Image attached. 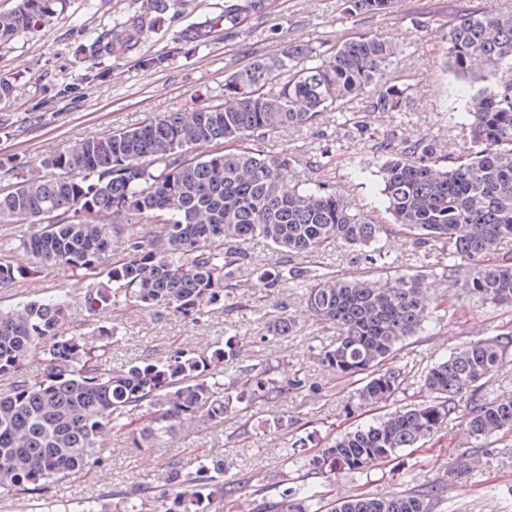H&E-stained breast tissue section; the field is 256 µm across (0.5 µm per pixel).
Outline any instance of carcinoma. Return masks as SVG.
<instances>
[{
    "label": "carcinoma",
    "instance_id": "cac0c4a2",
    "mask_svg": "<svg viewBox=\"0 0 512 512\" xmlns=\"http://www.w3.org/2000/svg\"><path fill=\"white\" fill-rule=\"evenodd\" d=\"M274 0H224V15L182 34L202 45L217 25L248 26ZM398 0H342L345 19L386 15ZM66 0H16L0 12V45L47 22ZM143 21H115L88 48L95 57L113 46H134ZM396 46L362 34L336 45L295 44L280 55L253 60L224 79V103L174 112L149 126L87 138L41 159L24 173L0 162V223L25 224L21 244L29 265L0 257V292L21 279L64 270L88 281L82 307L100 315L116 305L160 318L198 320L211 305L236 298L238 279L254 273L245 244L261 238L288 258L316 256L332 244L367 247L381 259L383 224L355 219L347 202L324 184L298 189L282 182L288 158L248 146L250 137L313 124L325 108L342 113L365 132L362 113L403 112L408 84L387 78ZM448 67L456 75L497 77L470 97L458 154L442 156L437 143L395 135L380 141L385 153L383 195L393 223L414 236L415 247L439 243L450 260L465 255L472 266L463 288L483 302L512 306V256L496 255L512 239V10L473 7L448 19ZM213 143L198 157L188 150ZM448 165L438 166L440 158ZM161 224V239L125 237L113 255L108 284L99 281L118 224ZM307 281L306 303L336 339L314 355L356 395L376 407L403 390L395 353L428 322L433 305L423 275L381 274L354 278L300 267L263 271L272 285L283 274ZM72 312L65 299H33L0 307V489L30 500L51 482L98 463L96 443L105 431L126 436L137 450L162 444L186 422L211 426L256 405L274 403L285 389L306 386L297 370L278 375L264 359H239L240 337L229 336L211 354L180 347L113 365L110 346L68 332ZM294 321L282 313L267 332L288 336ZM511 334L461 345L428 368L421 388L427 399L343 434L333 435L309 460L325 478L364 472L407 448L429 442L459 402L471 404L466 428L481 440L512 434V400L481 398L484 385L503 367ZM231 374H224L228 365ZM39 366V377L30 368ZM167 493L154 502L136 493H114L97 512H211L214 501L232 502L240 487L224 481V462L209 457L196 471L173 464L163 474ZM439 486L387 497L361 493L326 498L316 485L285 490L281 500L251 502L250 512H432Z\"/></svg>",
    "mask_w": 512,
    "mask_h": 512
}]
</instances>
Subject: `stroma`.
Here are the masks:
<instances>
[{
	"mask_svg": "<svg viewBox=\"0 0 512 512\" xmlns=\"http://www.w3.org/2000/svg\"><path fill=\"white\" fill-rule=\"evenodd\" d=\"M456 0H402L398 10L359 22L343 19L340 0H275L270 14L252 19L250 33L216 32L205 46L179 38L182 29L219 15L224 0H181L178 9L160 15L136 48L97 61L78 52L109 30L113 19L146 13L145 0H68L65 9L13 42L0 46V79L13 84L10 99L0 102V160L29 164L43 156L110 130L146 125L170 113L205 103H222L224 78L254 58L280 54L293 43L341 42L362 33L395 43L400 53L391 81L407 80L413 103L401 116L372 112L363 136L350 138L336 108H327L315 124L256 139L258 147L290 157L284 172L289 184L321 182L339 192L356 218L387 225L382 237L383 265L361 252L334 246L315 257L294 258V266L325 267L343 274L376 275L380 268L399 274H423L437 301L423 332L398 352L394 365L403 373V391L386 407H360L355 389L317 364L314 349L329 343L334 328L310 316L299 280L283 277L275 287L258 278L242 280L240 293L249 305L234 311L214 309L200 322L177 316L156 319L124 306L99 316L80 310L84 282L58 270L0 295L15 306L34 297H65L76 310L69 328L87 335L99 325L117 328L112 338L113 364H126L172 345L200 353L216 348L226 327L243 339L241 359L280 362L283 375L298 369L304 391L288 390L275 403L252 409L247 420L221 426L187 424L165 448L130 451L125 436L109 432L98 440L99 462L88 472L53 483L44 497L47 512H69L78 503L111 497L113 492L160 495L161 473L169 461L193 471L204 457L224 459V479L241 488L237 505L215 512H241V504L262 491L270 501L284 489L321 485L331 496L364 493L386 497L402 490L438 485L443 489L433 512H512V436H495L476 445L468 436L460 404L452 419L424 447L410 448L392 462L364 472L326 479L311 475L305 456L294 454L293 441L321 443L331 432L405 408L421 396L425 370L463 343L512 332V308L467 296L441 259L440 245L414 248L409 237L390 226L382 194L384 157L376 148L395 134L412 140H436L444 153L457 152L469 99L477 86L446 66L448 12ZM144 56H162L160 69L141 65ZM335 153L333 164L319 169L315 154ZM288 313L291 335L269 336L266 323Z\"/></svg>",
	"mask_w": 512,
	"mask_h": 512,
	"instance_id": "stroma-1",
	"label": "stroma"
}]
</instances>
